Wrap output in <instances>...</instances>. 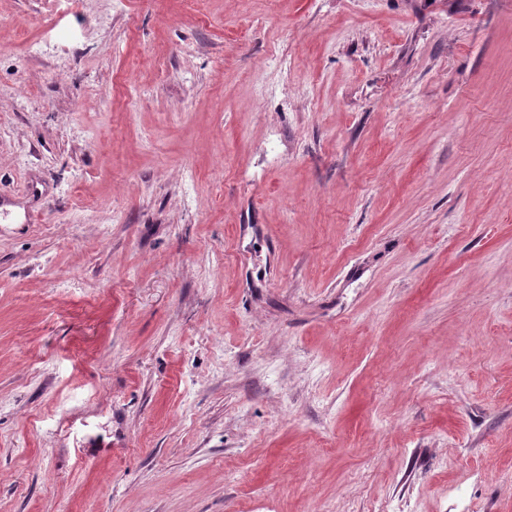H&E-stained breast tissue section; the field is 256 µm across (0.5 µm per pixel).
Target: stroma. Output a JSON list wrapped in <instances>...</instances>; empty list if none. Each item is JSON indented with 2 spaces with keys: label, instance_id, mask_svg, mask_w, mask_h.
<instances>
[{
  "label": "stroma",
  "instance_id": "1",
  "mask_svg": "<svg viewBox=\"0 0 512 512\" xmlns=\"http://www.w3.org/2000/svg\"><path fill=\"white\" fill-rule=\"evenodd\" d=\"M0 512H512V0H0Z\"/></svg>",
  "mask_w": 512,
  "mask_h": 512
}]
</instances>
